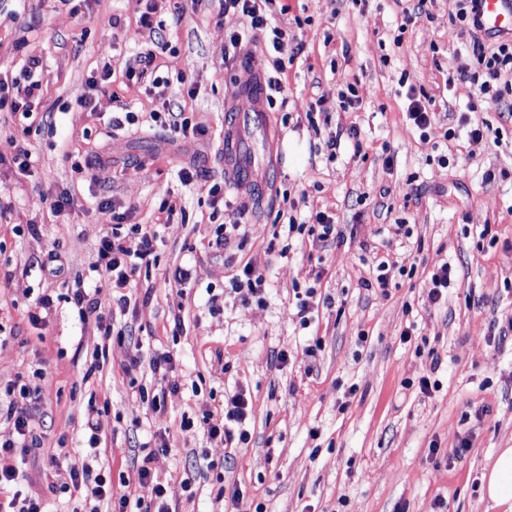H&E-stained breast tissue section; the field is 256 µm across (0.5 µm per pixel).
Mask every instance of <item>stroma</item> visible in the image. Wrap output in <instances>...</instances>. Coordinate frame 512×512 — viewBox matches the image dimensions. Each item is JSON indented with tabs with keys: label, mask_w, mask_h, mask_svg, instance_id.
<instances>
[{
	"label": "stroma",
	"mask_w": 512,
	"mask_h": 512,
	"mask_svg": "<svg viewBox=\"0 0 512 512\" xmlns=\"http://www.w3.org/2000/svg\"><path fill=\"white\" fill-rule=\"evenodd\" d=\"M286 2L271 14L302 47L293 65L280 75L266 67L268 34L255 33L245 49L266 76L280 77L285 101L268 109L264 199L235 191L228 198L246 224L235 258L247 260L278 231L289 201L301 222L318 210L334 214L344 241L320 251L308 233L292 234L287 254L268 267L259 307L242 303L229 283L234 264L208 247L224 216L214 213L207 187L224 178L226 93L243 61L225 59L224 45L241 16L220 14L217 0H153L161 26L149 31L137 26L135 0H90L77 11L64 0H0V79L12 81L32 57L43 65L39 128L25 131L17 116L0 112V380L45 373L29 405L40 446L26 455L25 470L47 512L80 504L50 491L49 462L61 445L85 456L93 392L110 401L100 418L102 475L129 471L142 444L163 439L169 453L155 478L181 512H229L218 493L236 487L266 512H433L438 500L444 512H487L482 476L498 449L512 448V117L470 84L448 83L468 61L462 43L448 39L455 0H425L423 17L403 33L395 0ZM145 49L170 81L163 94L124 75L126 60ZM107 65L111 84L90 93V76ZM349 83L359 104L338 97ZM412 87L435 103L426 139L405 116ZM89 94L96 110L80 103ZM165 107L194 112L207 136L169 140L150 119ZM120 110L136 124L112 128ZM467 111L498 136L470 138L458 123ZM351 127L353 140L343 136ZM449 128L456 137L448 141ZM21 146L31 153L24 171L13 162ZM186 165L199 172L190 184L178 176ZM64 194L75 207L55 211ZM166 196L186 219L158 225L149 273L137 276L120 319L125 342L92 369L99 333L81 323L70 296L77 288L93 294L111 323L112 291L94 269L99 240L115 211L131 224H157ZM107 202L115 211L104 210ZM402 222L411 230L406 240ZM55 247L65 267L58 277L42 268ZM442 260L456 282L447 304L436 306L428 273ZM382 261L414 269L385 297L363 286ZM179 267L193 270L181 289L172 277ZM298 285L317 288L319 321L306 329L296 316ZM215 293L223 303L217 314L209 310ZM44 295L52 306L32 321ZM179 306L177 332L171 312ZM409 325L414 336L401 342ZM362 332L368 340L360 347ZM315 336L322 349L309 360L302 350ZM138 343L176 359L181 388L163 413L144 414L132 402V384L151 381L127 369ZM282 348L284 365L275 359ZM426 373L438 383L428 396L413 385ZM238 391L253 412L249 442L232 453L199 423L203 412L220 415L225 396ZM186 417L197 421L194 432L182 430Z\"/></svg>",
	"instance_id": "35a3bbf8"
}]
</instances>
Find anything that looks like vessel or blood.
I'll return each mask as SVG.
<instances>
[{
    "label": "vessel or blood",
    "mask_w": 512,
    "mask_h": 512,
    "mask_svg": "<svg viewBox=\"0 0 512 512\" xmlns=\"http://www.w3.org/2000/svg\"><path fill=\"white\" fill-rule=\"evenodd\" d=\"M478 8L484 36H512V0H479ZM242 99L248 101V110L239 113L233 124L224 129V177L248 192L263 181L262 169L255 158L254 136L268 131L264 112L265 77L256 64H249L244 78L232 87L226 105L236 107Z\"/></svg>",
    "instance_id": "b4317fda"
}]
</instances>
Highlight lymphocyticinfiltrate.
Wrapping results in <instances>:
<instances>
[{
  "instance_id": "obj_1",
  "label": "lymphocytic infiltrate",
  "mask_w": 512,
  "mask_h": 512,
  "mask_svg": "<svg viewBox=\"0 0 512 512\" xmlns=\"http://www.w3.org/2000/svg\"><path fill=\"white\" fill-rule=\"evenodd\" d=\"M478 0H459L452 20L451 35L469 39V53L472 63L461 66L455 74L456 81L478 85L481 95L490 96L499 102L504 92L497 84L502 77L512 74V40L502 39L493 48H486L480 35L481 24L477 10ZM39 59H29L22 76L12 83L0 81V110L9 109L20 118H35L36 102L41 99V83L35 74L40 67ZM125 214L112 216L110 235L100 239L98 244L97 267L103 272L106 287H128L132 276L137 272L140 261L152 252L157 231L151 224H126ZM266 276L264 267L257 257H250L239 263L238 270L231 280L234 292L240 293L243 303L264 305ZM148 365L151 372L160 380L158 390L139 388L136 397L139 406L151 413L163 412L168 396L177 394L180 384L174 377L175 361L168 351H154L150 357L135 353L129 357L130 367ZM38 388L17 385L13 382L0 384V419L4 420L7 438L0 439V512H45L39 496L23 492L21 486L24 474L15 459L24 455L26 448L35 443L37 436L29 414L25 411L26 402L36 399ZM251 416V405L244 392H236L224 401L220 416L207 413L202 422L211 436L223 437L226 443L245 444L249 433L245 428ZM168 447L160 443L150 447L138 456L132 465L131 475L120 476L112 483L97 473L89 463L72 461L65 450H58V463L55 467L51 491L77 493L83 502L89 503L88 512H180L178 506L168 503L162 485L154 481L156 464L166 456ZM151 487V498H132L131 483Z\"/></svg>"
}]
</instances>
